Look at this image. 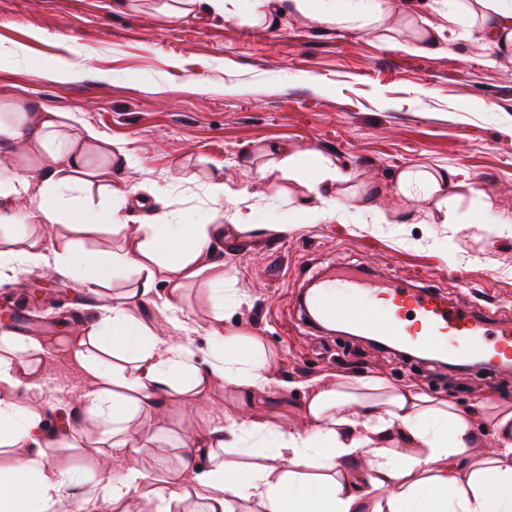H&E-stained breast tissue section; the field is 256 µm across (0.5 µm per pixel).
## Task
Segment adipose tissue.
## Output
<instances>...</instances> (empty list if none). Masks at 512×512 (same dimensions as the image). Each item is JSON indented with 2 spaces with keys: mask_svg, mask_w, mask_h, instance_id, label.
Wrapping results in <instances>:
<instances>
[{
  "mask_svg": "<svg viewBox=\"0 0 512 512\" xmlns=\"http://www.w3.org/2000/svg\"><path fill=\"white\" fill-rule=\"evenodd\" d=\"M477 3L487 42L512 40V0ZM235 8L236 17L252 26L307 10L325 25L358 19L369 27L383 21L388 0H337L332 7L323 0H235ZM72 118L22 93L0 98V156L16 169L0 175V223L27 227L0 242V279L48 267L81 277L106 302L104 314L59 341L90 383L60 431L76 442L83 417L98 421L102 437L86 454L98 461L101 490L85 493L77 472L50 462L52 434L43 416L21 404L23 392L40 377L43 340L0 336V447L14 451L0 465V512H59L67 498L78 502L80 512H119L147 481L137 464L145 446L138 427L148 426L155 437L167 434L169 401L200 396L216 379L231 398L224 425L203 441L176 437L172 452L180 466L156 479V512H170L183 472L198 454L209 459L195 475L201 512H240L248 505L258 512H512L510 404H494L487 423L498 444L477 454V411L461 412L449 401L382 378L330 376L310 389L303 408L307 429L285 432L261 402L275 381L262 337L213 326L211 357L197 364L196 328L181 316L179 290L205 279L210 302L223 308L224 270L206 261L217 225L171 224L161 217L129 231L116 251H89L71 239L48 247L40 225L85 233L124 221L120 206L97 209L92 196L112 197L106 176L114 161L128 158V149L91 126L73 129ZM259 174L305 187L296 207L300 222L344 218L341 209L321 205L345 175L319 152L291 155L270 147ZM394 191L442 207L448 203V176L412 166L398 174ZM118 268L132 279L112 293L108 281ZM160 283L169 287L156 305L172 329L168 336L128 313L131 302L148 297ZM225 448L240 449L242 460L225 459Z\"/></svg>",
  "mask_w": 512,
  "mask_h": 512,
  "instance_id": "adipose-tissue-1",
  "label": "adipose tissue"
}]
</instances>
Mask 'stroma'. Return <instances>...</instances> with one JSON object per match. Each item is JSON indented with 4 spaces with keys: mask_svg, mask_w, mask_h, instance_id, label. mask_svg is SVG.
Returning <instances> with one entry per match:
<instances>
[{
    "mask_svg": "<svg viewBox=\"0 0 512 512\" xmlns=\"http://www.w3.org/2000/svg\"><path fill=\"white\" fill-rule=\"evenodd\" d=\"M426 2L416 15L394 9L363 29L299 11L273 28L216 14L164 25L151 0H0V97L26 93L125 143L133 160L113 166L111 182L131 225L162 214L173 224L209 223L213 172L245 190V202L224 205L209 260L224 268L227 298L243 300L226 309V325L265 342L276 377L266 400L287 407L285 431L305 428L308 387L326 374L381 377L463 409L512 401V370L456 373L300 317V292L339 264L420 279L466 308L512 310V44H489L476 22L449 26L446 0ZM427 21L443 26L442 38L432 52L410 51ZM264 145L321 152L349 175L329 201L353 192L374 197L376 211L297 222L301 186L261 179L249 163L250 150ZM416 164L447 169L454 223L431 202L394 194L397 174ZM146 184L164 190L166 205L143 192ZM272 224L289 230L271 233ZM181 296L201 362L214 311L202 283ZM17 301L33 321L52 322L55 338L83 328L102 304L80 278L40 268L0 283V309ZM89 388L50 344L26 404L53 420ZM167 415L174 433L223 426V383L193 402L175 399Z\"/></svg>",
    "mask_w": 512,
    "mask_h": 512,
    "instance_id": "obj_1",
    "label": "stroma"
}]
</instances>
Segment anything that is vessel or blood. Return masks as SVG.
I'll use <instances>...</instances> for the list:
<instances>
[{"instance_id": "1", "label": "vessel or blood", "mask_w": 512, "mask_h": 512, "mask_svg": "<svg viewBox=\"0 0 512 512\" xmlns=\"http://www.w3.org/2000/svg\"><path fill=\"white\" fill-rule=\"evenodd\" d=\"M315 318L412 346L424 356L465 361L512 362V316L464 308L439 293L399 279H383L350 267L319 281L305 300Z\"/></svg>"}]
</instances>
